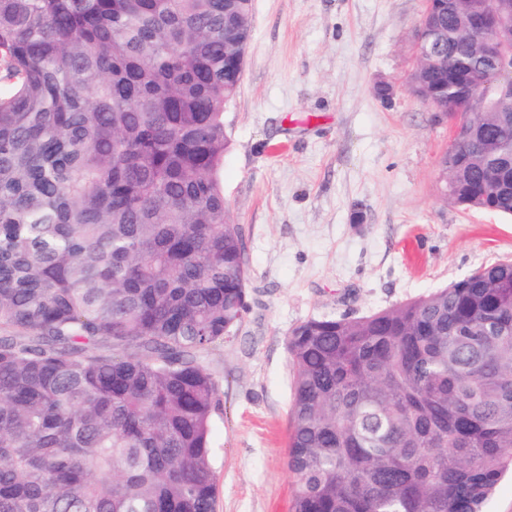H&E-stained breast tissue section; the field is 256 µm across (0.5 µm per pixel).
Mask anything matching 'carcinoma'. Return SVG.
<instances>
[{
	"instance_id": "1",
	"label": "carcinoma",
	"mask_w": 512,
	"mask_h": 512,
	"mask_svg": "<svg viewBox=\"0 0 512 512\" xmlns=\"http://www.w3.org/2000/svg\"><path fill=\"white\" fill-rule=\"evenodd\" d=\"M253 0H0V512H215L219 384L248 311L224 201ZM435 108L512 48L428 0ZM448 114L450 203L512 218V103ZM292 512H485L512 469V259L288 330Z\"/></svg>"
}]
</instances>
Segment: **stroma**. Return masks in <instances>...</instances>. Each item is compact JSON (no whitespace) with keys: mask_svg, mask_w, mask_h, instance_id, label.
Wrapping results in <instances>:
<instances>
[{"mask_svg":"<svg viewBox=\"0 0 512 512\" xmlns=\"http://www.w3.org/2000/svg\"><path fill=\"white\" fill-rule=\"evenodd\" d=\"M425 0H254L224 111V200L240 224L250 310L206 359L216 512H290L287 331L362 316L512 259V220L447 203V121L415 97Z\"/></svg>","mask_w":512,"mask_h":512,"instance_id":"1","label":"stroma"}]
</instances>
